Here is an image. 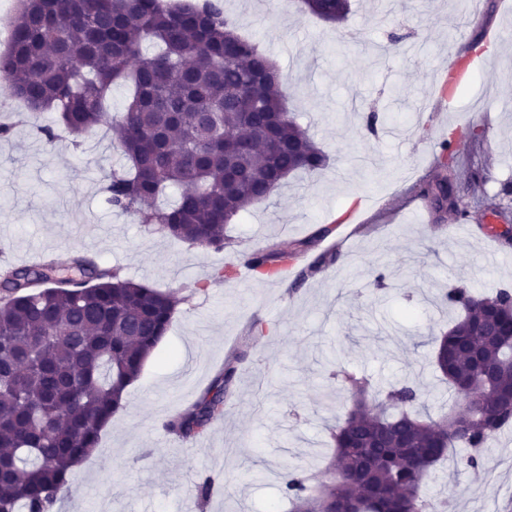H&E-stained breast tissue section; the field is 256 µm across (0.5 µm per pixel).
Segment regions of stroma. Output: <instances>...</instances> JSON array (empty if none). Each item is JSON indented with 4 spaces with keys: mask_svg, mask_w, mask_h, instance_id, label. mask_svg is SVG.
<instances>
[{
    "mask_svg": "<svg viewBox=\"0 0 512 512\" xmlns=\"http://www.w3.org/2000/svg\"><path fill=\"white\" fill-rule=\"evenodd\" d=\"M331 24L297 0H223L239 33L278 65L287 106L328 157L297 173L270 200L226 225L217 252L177 242L108 204L105 188L125 159L107 128L46 143L23 117L0 139V259L68 263L81 253L121 276L173 292L166 336L127 389L126 404L98 448L71 475L62 512H290L283 474L300 469L327 480L329 429L352 405L336 379L344 368L388 386L407 381L432 415L463 404L429 363L430 341L448 322L435 298L464 285L512 287V42L500 43L460 96L457 112L439 101L450 55L512 29V0H482L460 16L458 0H351ZM403 35L404 51L388 48ZM384 118L376 135L369 113ZM478 129L454 169L436 166L449 132ZM483 170L481 188L471 175ZM448 177L477 221L435 214L411 200L413 180ZM332 227L327 238L314 232ZM311 239L295 272L337 253L302 282L217 279L227 264L269 245L294 250ZM387 294L372 303L374 275ZM245 352L224 415L206 434L178 439L165 424L194 403L236 352ZM216 482L208 498L197 486ZM426 495L452 496L458 512H512V429L480 467L438 466Z\"/></svg>",
    "mask_w": 512,
    "mask_h": 512,
    "instance_id": "stroma-1",
    "label": "stroma"
}]
</instances>
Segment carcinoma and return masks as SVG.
<instances>
[{"mask_svg": "<svg viewBox=\"0 0 512 512\" xmlns=\"http://www.w3.org/2000/svg\"><path fill=\"white\" fill-rule=\"evenodd\" d=\"M302 8L341 23L351 3L302 0ZM0 71L11 77L14 97L32 112L55 113L70 134L108 126L129 163L112 174L109 203L176 241L224 249V227L240 212L268 200L291 175L327 163L288 110L275 63L235 31L219 0H20ZM118 82L133 94L116 120L107 101ZM226 168L234 173L227 183ZM173 186L182 187L173 206H150ZM422 193L439 211L449 198V209L471 217L445 180ZM290 259L274 248L245 256L269 278ZM442 300L455 317L434 338V364L449 387L476 386L478 401L424 418L414 387L371 392L365 378L344 373L373 407L357 404L337 421L330 482L313 485L304 473H287L293 512H452L450 498L421 496L425 479L450 448L466 449L461 463L477 467L492 439L512 425V405L503 402L512 378L484 379L470 355L453 351L454 341L469 337L489 366L512 357V292L478 296L462 286ZM175 309L172 293L81 254L66 269L49 260L0 275L1 507L53 512L74 468L123 408ZM244 357L225 363L166 428L182 439L204 435L223 415Z\"/></svg>", "mask_w": 512, "mask_h": 512, "instance_id": "cac0c4a2", "label": "carcinoma"}]
</instances>
